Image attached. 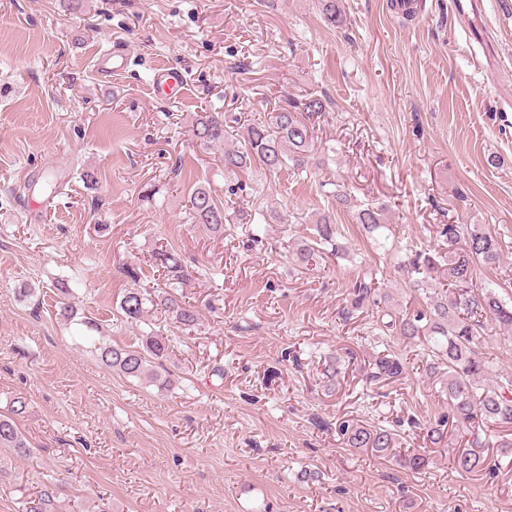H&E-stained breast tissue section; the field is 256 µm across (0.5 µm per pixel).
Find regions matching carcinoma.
Instances as JSON below:
<instances>
[{
    "label": "carcinoma",
    "mask_w": 512,
    "mask_h": 512,
    "mask_svg": "<svg viewBox=\"0 0 512 512\" xmlns=\"http://www.w3.org/2000/svg\"><path fill=\"white\" fill-rule=\"evenodd\" d=\"M324 18L336 24L341 18V0H319ZM325 112L323 100L307 96L301 101L286 99L267 120L244 125L241 146L228 147L224 142L230 132L221 112L195 114L191 136L206 146H224V175L238 176L253 166L269 171L286 166L301 171L313 160L315 124ZM386 206L369 203L355 213L356 223L380 243L386 228ZM227 207L214 198L204 186L195 188L188 199L187 218L191 224H202L214 234L224 233L228 221ZM440 236L447 250L434 254L418 252L401 266V272L413 291L425 292V302L408 311H400L389 320H379L389 336L413 340L425 337L437 345L438 361L429 364V372H443L447 377L448 412L427 427L426 439L434 445L442 443L447 431L464 430L469 435L466 446L455 456L457 471L476 473L486 466L482 448L512 450V437L498 435V429L512 431V375L493 372V361L478 351L481 337L489 323L503 331L512 330V304L503 301L495 289L474 284L477 270L492 268L502 259L501 245L493 233L480 224H445ZM345 246L338 242V228L329 216L315 222L312 236L298 244L297 258L309 263L325 254L338 256ZM153 263L162 269L166 286L180 288L190 279V272L180 255L171 247H159L151 254ZM389 300L380 288L376 270L362 268L352 282L345 307L344 320ZM158 304L174 322L189 329L198 324L196 307L171 292L153 299L134 288L119 302L122 316L130 323L140 321L147 304ZM167 338L146 335L141 344L114 346L101 343L95 347L100 360L112 371L138 380L146 379L161 390L173 380L155 369L153 361L167 356ZM403 358L390 352L379 355L370 364L368 379L384 382L403 374ZM344 443L349 448H365L384 457L397 448L395 433L384 426H370L345 420L339 425ZM0 447L12 448L26 455L28 446L12 417H0Z\"/></svg>",
    "instance_id": "obj_1"
}]
</instances>
